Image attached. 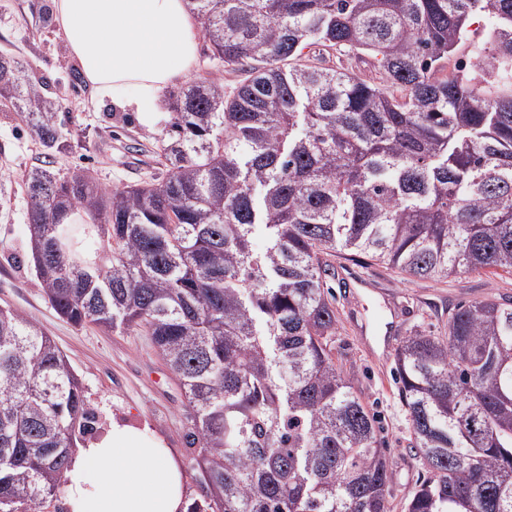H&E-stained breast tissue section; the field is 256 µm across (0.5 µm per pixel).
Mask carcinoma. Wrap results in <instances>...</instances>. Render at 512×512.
<instances>
[{
  "label": "carcinoma",
  "mask_w": 512,
  "mask_h": 512,
  "mask_svg": "<svg viewBox=\"0 0 512 512\" xmlns=\"http://www.w3.org/2000/svg\"><path fill=\"white\" fill-rule=\"evenodd\" d=\"M191 5L214 67L246 78L170 93L159 181L28 171L40 288L76 327L149 336L199 447L190 512H390L377 422L333 360L323 256L420 280L512 274V0ZM480 12L486 37L437 78ZM312 44L368 54L404 97L300 64ZM2 100L45 156L71 149L55 101L4 54ZM395 365L429 472L405 512H512V304L457 306ZM94 423L54 340L0 308V512H43Z\"/></svg>",
  "instance_id": "obj_1"
}]
</instances>
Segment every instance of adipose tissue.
I'll return each mask as SVG.
<instances>
[{"instance_id":"adipose-tissue-1","label":"adipose tissue","mask_w":512,"mask_h":512,"mask_svg":"<svg viewBox=\"0 0 512 512\" xmlns=\"http://www.w3.org/2000/svg\"><path fill=\"white\" fill-rule=\"evenodd\" d=\"M73 57L100 99L151 117L190 74L197 25L187 0H54ZM70 512H187L183 474L162 439L112 423L76 449L61 485Z\"/></svg>"}]
</instances>
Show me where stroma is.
I'll use <instances>...</instances> for the list:
<instances>
[{
	"label": "stroma",
	"mask_w": 512,
	"mask_h": 512,
	"mask_svg": "<svg viewBox=\"0 0 512 512\" xmlns=\"http://www.w3.org/2000/svg\"><path fill=\"white\" fill-rule=\"evenodd\" d=\"M53 18L52 0H0V53L30 64L43 93L70 116L64 133L71 148L56 156L55 169L83 167L108 188L160 177L158 139L170 119L168 109L145 124L136 113L99 100L81 78V68ZM302 57L374 84L382 81L367 56L326 52L315 44L307 46ZM43 161L34 135L0 107V308L36 321L52 337L80 376L97 419L147 427L170 448L183 475H191L195 451L185 439L190 421L184 398L147 336L73 326L58 317L41 292L28 256L30 199L24 176ZM329 262L335 274L327 278L326 287L339 318L335 357L380 421L394 476L390 510L405 512L407 495L428 472L411 448L395 349L417 329L444 335L448 311L459 303L512 302V276L473 271L431 282L408 278L359 253L333 256Z\"/></svg>",
	"instance_id": "35a3bbf8"
}]
</instances>
